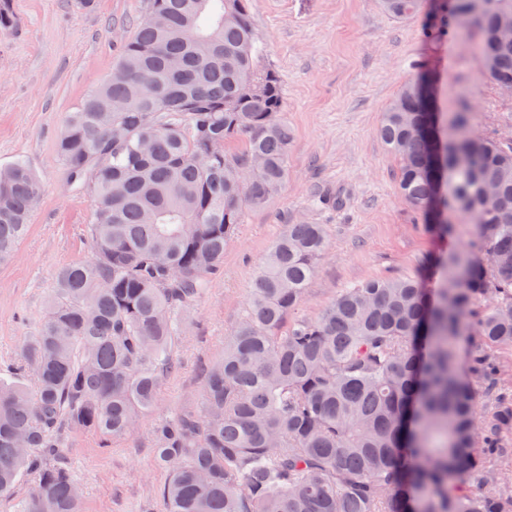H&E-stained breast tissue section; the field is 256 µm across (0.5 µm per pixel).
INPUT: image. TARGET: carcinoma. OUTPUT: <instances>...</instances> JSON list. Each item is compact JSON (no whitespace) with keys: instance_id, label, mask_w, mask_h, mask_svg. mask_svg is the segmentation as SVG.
Segmentation results:
<instances>
[{"instance_id":"cac0c4a2","label":"carcinoma","mask_w":512,"mask_h":512,"mask_svg":"<svg viewBox=\"0 0 512 512\" xmlns=\"http://www.w3.org/2000/svg\"><path fill=\"white\" fill-rule=\"evenodd\" d=\"M246 2L152 0L115 73L67 116L57 150L96 200L95 253L57 271L38 335L0 364V495L33 481L15 512H82L63 435L137 428L245 211L288 178L280 80L257 66ZM471 2L455 0L460 27L489 81L512 86V0ZM381 5L406 19L421 0ZM471 122L424 77L378 128L424 230L452 231L450 203L475 227L435 262L436 292L368 280L292 321L328 230L283 225L201 407L155 427L167 512H512V373L496 355L512 351V142ZM439 133L454 144L443 159ZM39 193L25 162L0 170V263Z\"/></svg>"}]
</instances>
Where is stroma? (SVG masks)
Listing matches in <instances>:
<instances>
[{"label": "stroma", "instance_id": "35a3bbf8", "mask_svg": "<svg viewBox=\"0 0 512 512\" xmlns=\"http://www.w3.org/2000/svg\"><path fill=\"white\" fill-rule=\"evenodd\" d=\"M150 0H12L14 23L0 28V168L25 162L42 185L27 235L0 265V363L19 360L37 335L56 271L91 259L85 226L93 198L71 186L56 143L67 113L112 73L117 55L148 13ZM264 48L260 66L277 71L282 114L292 131L288 179L261 208L246 210L224 262L188 314L174 352L176 370L138 428L107 439L68 437L66 460L83 512H165V470L153 463L154 429L176 411L197 409L204 371L224 354L249 292L283 225L328 227L327 249L297 316H317L346 287L414 275L433 254L462 246L467 224L445 237L424 233L397 192L398 159L377 135L383 111L420 72L439 104L465 103L476 134L512 136V95L482 76L458 34L451 0H424L395 20L379 0H249ZM343 198L341 208L317 205Z\"/></svg>", "mask_w": 512, "mask_h": 512}]
</instances>
